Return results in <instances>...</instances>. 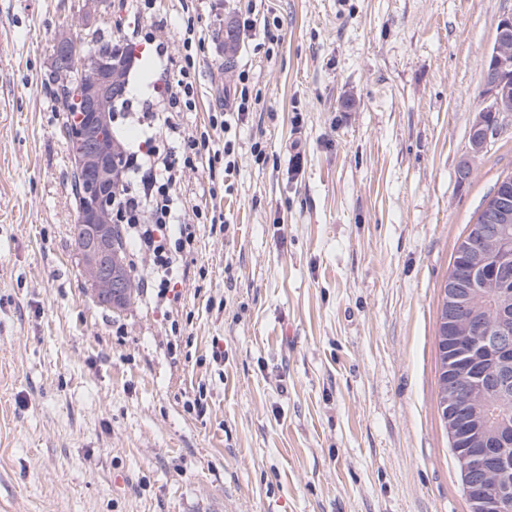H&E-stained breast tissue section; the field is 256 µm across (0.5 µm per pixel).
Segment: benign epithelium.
<instances>
[{
  "label": "benign epithelium",
  "instance_id": "7a95c632",
  "mask_svg": "<svg viewBox=\"0 0 512 512\" xmlns=\"http://www.w3.org/2000/svg\"><path fill=\"white\" fill-rule=\"evenodd\" d=\"M489 59L492 64L485 74L481 96L487 109L504 112L512 109V100L503 90L512 73V59L498 50L489 54ZM77 66L89 68L92 76L79 90L80 108L70 131L73 164L83 182L80 224L74 229V238L89 290L98 303L116 310L129 300L134 288L114 238L110 196L122 180V146L112 137L114 116L110 104L126 90L119 75L131 67V61L128 53L118 47L105 55L82 57ZM476 345L505 356L495 370L482 376V381L490 390L506 388L512 381L508 371L512 362L508 359L512 355V324L501 321L496 328L477 337ZM448 431L471 512H509L512 502L488 488L493 471L506 472L503 448L508 444L507 438L499 435L486 439L481 448L469 453L456 447L458 437L453 418Z\"/></svg>",
  "mask_w": 512,
  "mask_h": 512
}]
</instances>
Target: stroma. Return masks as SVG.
Here are the masks:
<instances>
[{
	"instance_id": "35a3bbf8",
	"label": "stroma",
	"mask_w": 512,
	"mask_h": 512,
	"mask_svg": "<svg viewBox=\"0 0 512 512\" xmlns=\"http://www.w3.org/2000/svg\"><path fill=\"white\" fill-rule=\"evenodd\" d=\"M119 2L97 23L141 51L127 150L165 81L148 32L172 52L186 21L201 35L185 122L211 149L238 72L259 101L235 170L185 176L225 226L187 214L179 301L112 312L83 277L45 88L83 0H0V512H469L435 337L455 243L512 172V113L469 141L512 0H263L267 30L233 53L238 0Z\"/></svg>"
}]
</instances>
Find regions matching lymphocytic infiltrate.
Segmentation results:
<instances>
[{
	"label": "lymphocytic infiltrate",
	"instance_id": "obj_1",
	"mask_svg": "<svg viewBox=\"0 0 512 512\" xmlns=\"http://www.w3.org/2000/svg\"><path fill=\"white\" fill-rule=\"evenodd\" d=\"M195 37L194 26L186 25L176 74L165 82L156 110L138 113L148 145L127 154L129 179L112 200L115 222L133 246L130 263L141 273L146 293L160 305L170 302L195 249V227L181 221L184 202L178 189L185 172L219 159L228 170L236 164L234 141L225 140L223 157H216L210 152L208 134H194L183 122L185 113L196 108L191 54Z\"/></svg>",
	"mask_w": 512,
	"mask_h": 512
}]
</instances>
